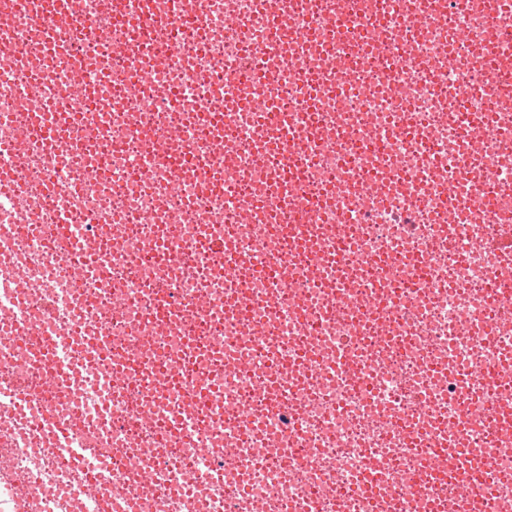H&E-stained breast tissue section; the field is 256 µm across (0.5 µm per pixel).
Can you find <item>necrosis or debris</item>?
<instances>
[{"mask_svg":"<svg viewBox=\"0 0 512 512\" xmlns=\"http://www.w3.org/2000/svg\"><path fill=\"white\" fill-rule=\"evenodd\" d=\"M71 8L78 25L46 23L86 64H58L51 81L22 0L0 18V51L16 62L7 80L21 86L0 91L1 160L20 177L18 204L0 212V283L26 326L20 355L0 323V512H512V438L492 423L512 408V374L500 367L512 351V257L496 248L512 226V137L490 130L470 143L460 119L465 108L512 103V91L472 84L489 56L512 72L503 37L512 16L438 0L408 41L403 0H359L348 35L336 31L330 0H288L270 30L260 0H202L189 19L172 0ZM145 12L180 48L150 95L134 91V61L114 49L137 39L123 16ZM303 21L317 47L299 58L284 48ZM446 53L454 68L434 76ZM259 54L302 133L304 194L336 201L301 218L329 228L314 240L322 262L281 288L269 274L297 241L275 188L292 162L257 153L259 117L239 104L246 89L218 78ZM396 54L409 66L392 78L382 63ZM26 87L62 115L72 110L67 89L83 92L85 111L48 148L31 141ZM316 127L348 147L324 150ZM177 159L187 165L175 193ZM448 185L458 188L454 224L440 207ZM488 190L493 207H477ZM67 229L93 252L67 255ZM213 237L241 250L234 277L218 274ZM79 260L94 270L76 282L68 268ZM160 291L180 310L162 326L151 315ZM232 291L249 309L226 304ZM74 327L105 337V370L125 372L107 393L78 361L45 387L43 340ZM190 344L199 351L191 374ZM133 357L158 373L129 377ZM478 365L489 370L479 390L468 380ZM179 417L193 440L167 433ZM54 424L100 468L57 456ZM460 459L471 471L462 495ZM395 483L402 498L388 493Z\"/></svg>","mask_w":512,"mask_h":512,"instance_id":"1","label":"necrosis or debris"}]
</instances>
